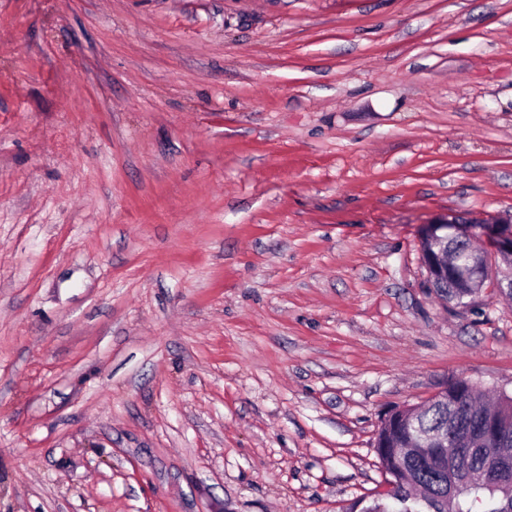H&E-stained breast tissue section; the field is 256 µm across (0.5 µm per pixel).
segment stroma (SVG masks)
<instances>
[{
    "mask_svg": "<svg viewBox=\"0 0 512 512\" xmlns=\"http://www.w3.org/2000/svg\"><path fill=\"white\" fill-rule=\"evenodd\" d=\"M512 0H0V512H345L389 412L512 395ZM463 224H456L453 218H437L426 224L423 231H434L436 229L448 230L451 227L453 230H465L468 235L482 236L486 240V244L490 247V251L486 248L481 250L474 258L470 271L459 276V279L465 285V288H460V281L454 275L453 270H448V265L452 266H466L469 261L471 253L478 249L476 242L463 239L455 232L448 231V237L436 236V241H444L448 239V265L442 263L434 254L428 258L427 255L435 249V243L428 238H423L420 241V250L423 253L422 263L425 267L432 270L438 279L433 277V273L428 274L427 282L432 283V291L436 296L445 303L455 302L459 304L474 303L478 297V288H480L484 275L487 272V263L489 255L493 254L499 259H507L512 263V219L509 221L500 218L491 217L487 219H479V224L472 225L476 219L459 218ZM448 225V226H446ZM503 227H508L503 231ZM479 231V232H477ZM448 278L445 280H439ZM470 288V289H467Z\"/></svg>",
    "mask_w": 512,
    "mask_h": 512,
    "instance_id": "1",
    "label": "stroma"
}]
</instances>
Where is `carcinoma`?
<instances>
[{
  "instance_id": "cac0c4a2",
  "label": "carcinoma",
  "mask_w": 512,
  "mask_h": 512,
  "mask_svg": "<svg viewBox=\"0 0 512 512\" xmlns=\"http://www.w3.org/2000/svg\"><path fill=\"white\" fill-rule=\"evenodd\" d=\"M477 244L448 232V265L465 266ZM427 282L432 291L445 303L471 304L478 294L476 288L460 287L453 271L448 280H439L428 274ZM484 390L477 384L461 379L435 395L421 407L407 408L404 419L381 423L376 439L386 442L388 451H377L381 467L392 489L376 493L354 502L346 512H392L395 497L427 494L430 509L426 512H443L449 506L455 512H512V472L503 473L494 465L469 460L462 468L470 471L469 479H450L440 469V451L430 447L424 435L454 427H473L484 416H494L497 429L512 436V396L501 394L493 406L483 403Z\"/></svg>"
}]
</instances>
